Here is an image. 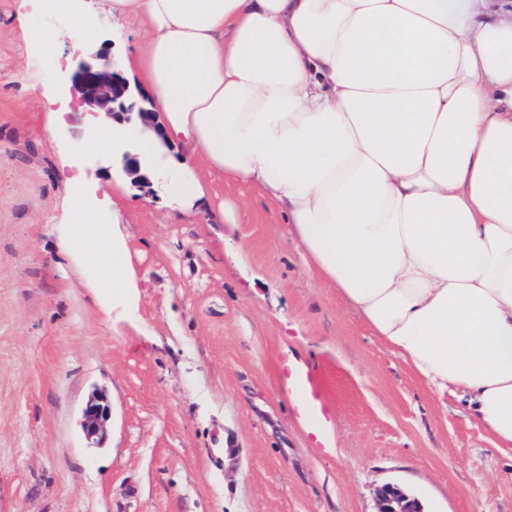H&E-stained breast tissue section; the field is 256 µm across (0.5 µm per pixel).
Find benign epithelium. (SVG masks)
<instances>
[{
  "label": "benign epithelium",
  "instance_id": "benign-epithelium-1",
  "mask_svg": "<svg viewBox=\"0 0 512 512\" xmlns=\"http://www.w3.org/2000/svg\"><path fill=\"white\" fill-rule=\"evenodd\" d=\"M111 50V44L104 42L98 52L78 62L70 75L73 96L94 113H101L115 122L157 125L155 113L146 106V96L121 71L110 66ZM115 161L131 178V185L147 194L153 193L154 180L162 181L170 177L169 172L159 165L151 166L150 173H144L146 163L128 147L116 154ZM110 416L111 410L106 400L94 398L88 402L83 413L88 440L101 439ZM377 498L378 512H421L415 500L391 484L382 486Z\"/></svg>",
  "mask_w": 512,
  "mask_h": 512
}]
</instances>
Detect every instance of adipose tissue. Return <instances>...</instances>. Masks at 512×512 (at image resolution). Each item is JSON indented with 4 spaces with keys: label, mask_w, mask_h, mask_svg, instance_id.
<instances>
[{
    "label": "adipose tissue",
    "mask_w": 512,
    "mask_h": 512,
    "mask_svg": "<svg viewBox=\"0 0 512 512\" xmlns=\"http://www.w3.org/2000/svg\"><path fill=\"white\" fill-rule=\"evenodd\" d=\"M147 27L116 59L159 131L95 117L170 180L178 215L202 170L258 188L306 266L436 394L512 449V0H106ZM65 250L101 308L138 301L127 240L82 224Z\"/></svg>",
    "instance_id": "obj_1"
}]
</instances>
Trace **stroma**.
<instances>
[{
    "label": "stroma",
    "instance_id": "1",
    "mask_svg": "<svg viewBox=\"0 0 512 512\" xmlns=\"http://www.w3.org/2000/svg\"><path fill=\"white\" fill-rule=\"evenodd\" d=\"M31 11L0 0V512H377L386 484L423 512H512V451L306 268L256 188L205 173L207 205L182 220L115 185L111 153L86 151L140 278L137 311H101L61 248L63 168L91 137L69 83L83 52L55 9L34 20L54 43L29 44ZM146 38L136 18L113 38L106 18L92 44L132 57ZM291 363L329 382L326 442L292 403ZM97 388L111 407L99 446L83 428Z\"/></svg>",
    "mask_w": 512,
    "mask_h": 512
}]
</instances>
